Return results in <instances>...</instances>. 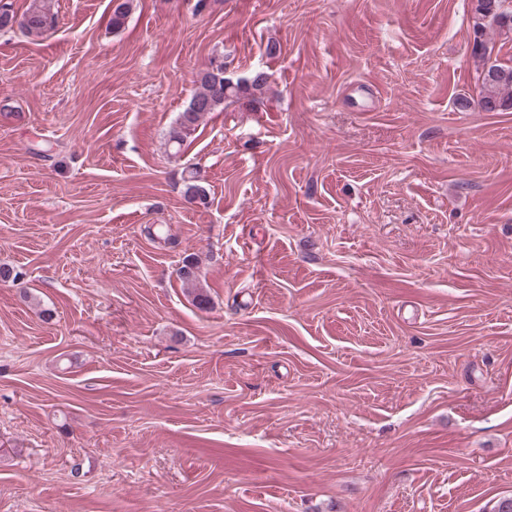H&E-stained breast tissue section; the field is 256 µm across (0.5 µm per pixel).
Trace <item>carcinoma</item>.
I'll list each match as a JSON object with an SVG mask.
<instances>
[{
	"label": "carcinoma",
	"mask_w": 512,
	"mask_h": 512,
	"mask_svg": "<svg viewBox=\"0 0 512 512\" xmlns=\"http://www.w3.org/2000/svg\"><path fill=\"white\" fill-rule=\"evenodd\" d=\"M133 6L134 0H118L112 9L113 28L119 29L125 24ZM57 23L52 0H30L19 26L25 37L39 40L55 29ZM473 27L477 39L472 46V55L484 65L479 103L489 112L512 110V63L490 61L491 49L487 39L491 31L512 33V9L506 7L504 0H474ZM225 69L224 56L219 55L197 75L188 106L179 114L169 132V142L176 147V152H181L184 143L209 113L221 112L235 103H257L265 93L268 73L256 71L248 78L232 81L224 77ZM183 194L190 201L206 203L207 192L198 184L196 171H189L188 177L184 178ZM179 276L190 288L195 306L201 311L208 310L211 298L200 286L199 266L193 257L185 258Z\"/></svg>",
	"instance_id": "cac0c4a2"
}]
</instances>
